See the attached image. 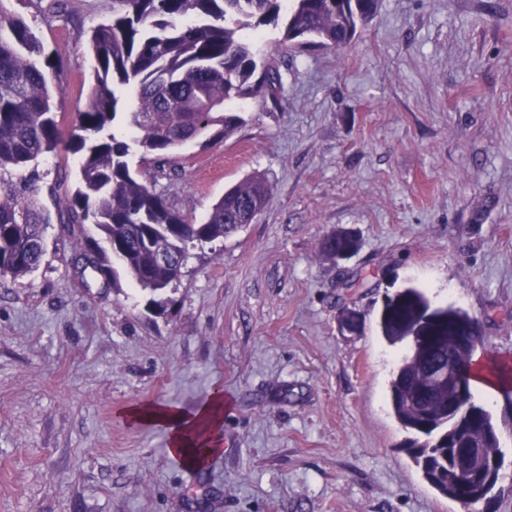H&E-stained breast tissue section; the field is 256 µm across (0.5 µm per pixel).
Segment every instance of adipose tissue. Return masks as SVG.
I'll list each match as a JSON object with an SVG mask.
<instances>
[{
  "instance_id": "1",
  "label": "adipose tissue",
  "mask_w": 512,
  "mask_h": 512,
  "mask_svg": "<svg viewBox=\"0 0 512 512\" xmlns=\"http://www.w3.org/2000/svg\"><path fill=\"white\" fill-rule=\"evenodd\" d=\"M126 417L136 426L167 428L171 453L198 465L203 461V452H214L219 446L224 397L215 394L192 411L166 403L142 404L127 410Z\"/></svg>"
}]
</instances>
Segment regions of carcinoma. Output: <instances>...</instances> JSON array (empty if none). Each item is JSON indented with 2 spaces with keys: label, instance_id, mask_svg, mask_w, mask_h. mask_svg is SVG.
Wrapping results in <instances>:
<instances>
[{
  "label": "carcinoma",
  "instance_id": "cac0c4a2",
  "mask_svg": "<svg viewBox=\"0 0 512 512\" xmlns=\"http://www.w3.org/2000/svg\"><path fill=\"white\" fill-rule=\"evenodd\" d=\"M378 0H115L112 20L75 37L86 45L94 67L86 109L69 146L78 155L76 190L58 211L71 226L76 249L109 243L81 272L117 279L113 261L142 290L160 294L179 279L189 247H204L233 235L246 216L263 207L269 194L264 175L255 174L225 192L201 222H189L171 207L155 183L140 179L130 165L162 156L201 136H229L243 122L231 103L275 95L278 71L266 69L246 31L261 24L279 29V46L303 40L306 46L340 50L370 19ZM52 58L32 28L0 6V274L26 277L46 252L51 211L39 197V160L64 143L49 82ZM129 109V140L114 121ZM343 232L321 243L328 256L347 246ZM168 255L162 264L156 250ZM384 339L404 343L389 382V403L398 423L411 434L405 450L425 479L454 498L477 492L482 498L496 481L488 472L471 473L470 488L453 471L456 446L480 448L484 458L499 455L498 428L491 414L473 401L472 367L477 345L459 360L464 379L462 416L448 419V393L437 389L428 370L433 348L457 345L458 332L473 319L455 308L429 310L424 294L407 288L389 300L380 317Z\"/></svg>",
  "mask_w": 512,
  "mask_h": 512
}]
</instances>
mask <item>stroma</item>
<instances>
[{
  "instance_id": "1",
  "label": "stroma",
  "mask_w": 512,
  "mask_h": 512,
  "mask_svg": "<svg viewBox=\"0 0 512 512\" xmlns=\"http://www.w3.org/2000/svg\"><path fill=\"white\" fill-rule=\"evenodd\" d=\"M55 53L67 126L88 97L78 31L112 0H0ZM254 49L282 75L276 99L243 98L230 136L157 159L132 155L171 206L201 221L264 174L256 222L193 248L154 307L128 278L85 281L75 240L52 225L39 269L0 277V512H512L507 384L474 390L504 463L488 502L464 506L424 478L388 405L402 344L378 322L406 288L466 311L488 370L512 368V0H380L341 52ZM57 210L75 189L68 149L39 165ZM339 229L358 250L320 249ZM356 334L341 326L346 311ZM230 402L222 448L200 469L126 411Z\"/></svg>"
}]
</instances>
